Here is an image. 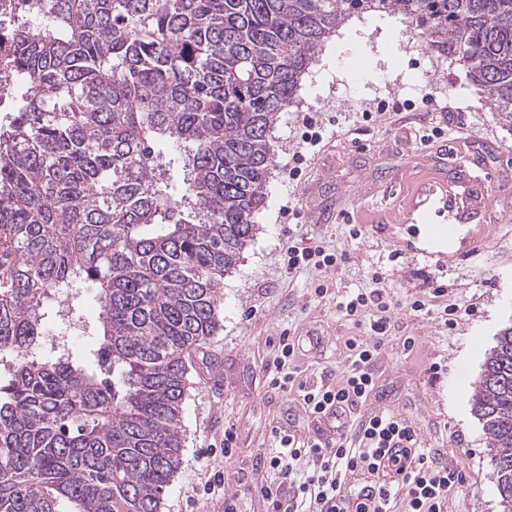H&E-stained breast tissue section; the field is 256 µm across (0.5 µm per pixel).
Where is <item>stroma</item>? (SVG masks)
Returning a JSON list of instances; mask_svg holds the SVG:
<instances>
[{"label": "stroma", "mask_w": 512, "mask_h": 512, "mask_svg": "<svg viewBox=\"0 0 512 512\" xmlns=\"http://www.w3.org/2000/svg\"><path fill=\"white\" fill-rule=\"evenodd\" d=\"M325 118L323 140L301 146L297 115ZM436 123L448 134L421 144L416 130ZM473 150L448 155L452 131ZM277 147L256 232L223 280V327L189 368L182 419L181 464L164 497L163 512H224L237 499L242 512H266L255 488L267 474L255 451L270 447L273 427L305 428L297 393L268 386L280 336H322L318 356L298 353L307 380L334 383L347 365L345 342L361 328L336 310V298L366 287L380 274L395 301L391 328L374 362L379 392L368 409L389 407L412 419L425 447L462 466L463 486L448 512H500L488 440L472 409L486 355L512 324V129L463 66L430 53L403 16L367 11L339 26L304 75L297 103L272 132ZM306 160L300 179L288 176L294 152ZM425 182L467 185L492 198L494 221L471 209L432 215L456 224L454 255L432 256L423 224L406 223L416 188ZM362 237L351 241L350 225ZM323 245L346 253L323 270L287 274L282 249ZM448 286L472 315L451 330L436 316H417L410 301L435 282ZM327 283L326 297L314 295ZM414 345L404 349L405 337ZM238 451L224 455L225 430Z\"/></svg>", "instance_id": "35a3bbf8"}]
</instances>
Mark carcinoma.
I'll use <instances>...</instances> for the list:
<instances>
[{"label": "carcinoma", "instance_id": "carcinoma-1", "mask_svg": "<svg viewBox=\"0 0 512 512\" xmlns=\"http://www.w3.org/2000/svg\"><path fill=\"white\" fill-rule=\"evenodd\" d=\"M363 11L403 15L512 120V0H21L0 82V512H162L271 132ZM472 405L512 512V325Z\"/></svg>", "mask_w": 512, "mask_h": 512}]
</instances>
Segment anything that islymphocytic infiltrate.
<instances>
[{"instance_id":"f902f5d3","label":"lymphocytic infiltrate","mask_w":512,"mask_h":512,"mask_svg":"<svg viewBox=\"0 0 512 512\" xmlns=\"http://www.w3.org/2000/svg\"><path fill=\"white\" fill-rule=\"evenodd\" d=\"M391 307L377 274L368 287L337 301V312L366 334L347 340L348 366L333 385L300 380L295 345L280 337L269 383L298 391L313 432L304 436L277 426L272 447L257 449L259 463L274 474L259 487L267 512H448L449 495L463 485L461 470L423 447L409 418L387 408L361 413L377 393L372 366L391 326ZM331 417L357 423L352 432L328 436L317 426Z\"/></svg>"}]
</instances>
